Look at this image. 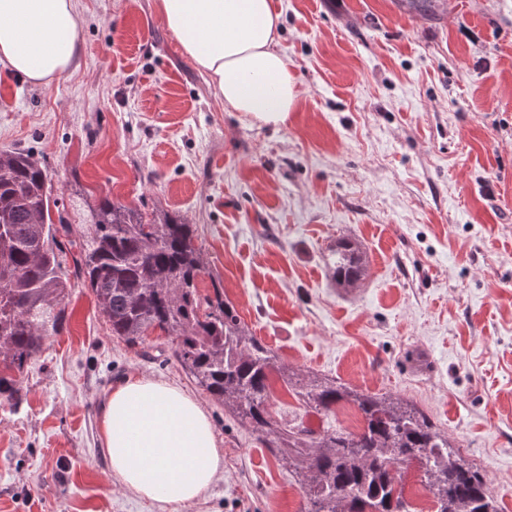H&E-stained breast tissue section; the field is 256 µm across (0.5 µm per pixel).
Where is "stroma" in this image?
Masks as SVG:
<instances>
[{"label":"stroma","instance_id":"35a3bbf8","mask_svg":"<svg viewBox=\"0 0 512 512\" xmlns=\"http://www.w3.org/2000/svg\"><path fill=\"white\" fill-rule=\"evenodd\" d=\"M296 78L285 124L224 105L156 0H76L74 69L50 85L0 61V149L48 168L73 236L108 198L179 215L224 297L275 352L271 412L358 431L342 401L307 411L284 372L404 397L512 512V0H272ZM365 275L337 287L336 242ZM67 322L0 406V512H308L294 471L196 386L152 331L112 336L75 283ZM151 376L202 404L224 471L192 504L120 488L99 424L106 395Z\"/></svg>","mask_w":512,"mask_h":512}]
</instances>
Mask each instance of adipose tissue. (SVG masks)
<instances>
[{
	"label": "adipose tissue",
	"instance_id": "1",
	"mask_svg": "<svg viewBox=\"0 0 512 512\" xmlns=\"http://www.w3.org/2000/svg\"><path fill=\"white\" fill-rule=\"evenodd\" d=\"M156 7L226 107L267 125L287 121L296 80L275 49L281 16L272 0H157ZM81 24L75 0H0V59L29 83L50 84L76 65ZM101 430L118 484L147 500L190 504L224 470L200 402L162 380L116 386Z\"/></svg>",
	"mask_w": 512,
	"mask_h": 512
}]
</instances>
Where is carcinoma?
<instances>
[{"label":"carcinoma","mask_w":512,"mask_h":512,"mask_svg":"<svg viewBox=\"0 0 512 512\" xmlns=\"http://www.w3.org/2000/svg\"><path fill=\"white\" fill-rule=\"evenodd\" d=\"M44 165L30 153L0 150V400L22 402L17 377L47 342L62 332L69 288L59 255L78 250L76 278L90 288L112 335L129 344L156 329L172 337L174 355L205 392L224 404L268 450L295 469L309 512H411L402 478L422 473L435 512H499L485 476L467 462L448 433L414 403L391 394L351 390L326 378L283 373L297 395L329 414L340 401L363 417L357 433L282 427L273 418L269 376L274 352L242 324L221 285L202 296L207 272L194 225L169 213L100 201L91 213L90 239L71 237ZM332 275L342 288L364 275L358 246L336 244Z\"/></svg>","instance_id":"obj_1"}]
</instances>
